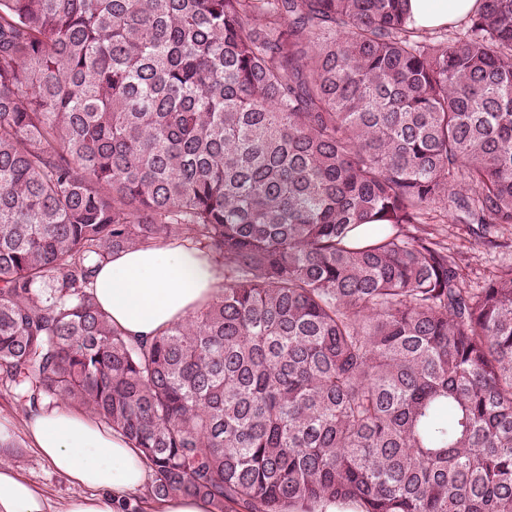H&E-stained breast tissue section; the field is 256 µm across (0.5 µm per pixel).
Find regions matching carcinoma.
<instances>
[{
    "label": "carcinoma",
    "mask_w": 512,
    "mask_h": 512,
    "mask_svg": "<svg viewBox=\"0 0 512 512\" xmlns=\"http://www.w3.org/2000/svg\"><path fill=\"white\" fill-rule=\"evenodd\" d=\"M0 0V386L81 409L149 498L512 512V0ZM168 239L224 293L131 342L96 270ZM478 0H408L415 28L439 29L465 21L476 9ZM452 214L448 213V224H432L437 232L443 236H448V245L453 246L455 250L460 251L459 264L465 274L469 284L473 288L484 283V277H487L489 271L512 263V227L506 229L496 226L492 229L490 238L497 240L498 243L506 242L509 247H492L483 244L468 231L467 224L451 223Z\"/></svg>",
    "instance_id": "obj_1"
}]
</instances>
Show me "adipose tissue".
Here are the masks:
<instances>
[{"label":"adipose tissue","instance_id":"obj_1","mask_svg":"<svg viewBox=\"0 0 512 512\" xmlns=\"http://www.w3.org/2000/svg\"><path fill=\"white\" fill-rule=\"evenodd\" d=\"M477 5L478 0H408L413 25L422 31L465 21ZM92 288L126 336L150 341L216 299L224 278L201 251L162 245L119 253L96 272ZM25 432L53 473L81 492L54 505L4 465L9 451L0 445V512H211V504L195 496L143 500L150 480L145 457L89 413L65 405L43 409L27 416Z\"/></svg>","mask_w":512,"mask_h":512}]
</instances>
